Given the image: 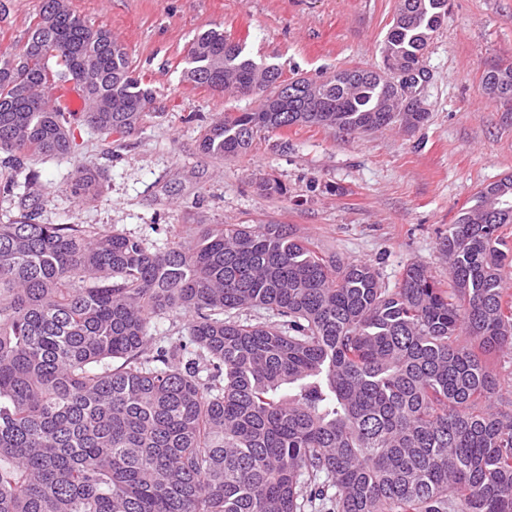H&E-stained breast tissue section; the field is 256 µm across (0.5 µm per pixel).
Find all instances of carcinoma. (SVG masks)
<instances>
[{"label":"carcinoma","instance_id":"cac0c4a2","mask_svg":"<svg viewBox=\"0 0 512 512\" xmlns=\"http://www.w3.org/2000/svg\"><path fill=\"white\" fill-rule=\"evenodd\" d=\"M448 0H398L381 65L299 77L210 28L183 79L248 88L256 106L211 122L200 140L236 158L293 125L352 134L416 127L379 74L417 69ZM74 83L103 141L150 115L152 88L112 33L69 0H41L23 50H0V190L34 184L24 158L75 153L72 112L52 91ZM512 90V64L481 77ZM323 108L305 112L310 101ZM85 199L98 173L76 169ZM512 177L485 185L440 251L450 288L412 262L386 287L371 263L322 254L283 224H199L149 249L84 224H41L38 208L0 223V512H512V410L492 402L488 357L512 354ZM250 308L274 320L242 322ZM192 315L189 339L152 347L150 320ZM193 346L209 365L174 360ZM120 359L111 369L108 361Z\"/></svg>","mask_w":512,"mask_h":512}]
</instances>
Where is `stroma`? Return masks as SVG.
Returning <instances> with one entry per match:
<instances>
[{
  "instance_id": "35a3bbf8",
  "label": "stroma",
  "mask_w": 512,
  "mask_h": 512,
  "mask_svg": "<svg viewBox=\"0 0 512 512\" xmlns=\"http://www.w3.org/2000/svg\"><path fill=\"white\" fill-rule=\"evenodd\" d=\"M0 48L20 49L40 0H4ZM397 0H70L108 29L155 91V112L130 136L106 144L81 120L76 154L31 158L43 224H91L166 247L198 224H285L327 255L366 261L387 287L413 261L440 282L439 238L475 193L512 175V100L491 99L481 76L512 63V0H449L427 48L418 95L429 119L416 128L345 135L294 125L237 159L199 148L202 128L253 97L196 88L182 70L194 38L220 27L283 79L374 67ZM99 171L101 194L74 189L75 168ZM277 180L284 194L260 193Z\"/></svg>"
}]
</instances>
